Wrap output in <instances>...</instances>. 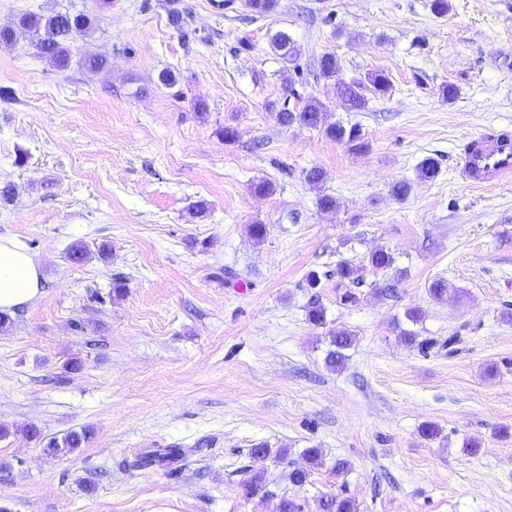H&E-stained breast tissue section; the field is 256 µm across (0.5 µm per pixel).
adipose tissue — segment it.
Wrapping results in <instances>:
<instances>
[{"label": "adipose tissue", "mask_w": 512, "mask_h": 512, "mask_svg": "<svg viewBox=\"0 0 512 512\" xmlns=\"http://www.w3.org/2000/svg\"><path fill=\"white\" fill-rule=\"evenodd\" d=\"M39 261L19 241L0 236V311L34 301L41 293Z\"/></svg>", "instance_id": "ef3b65f1"}]
</instances>
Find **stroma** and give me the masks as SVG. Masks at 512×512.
Listing matches in <instances>:
<instances>
[{"mask_svg": "<svg viewBox=\"0 0 512 512\" xmlns=\"http://www.w3.org/2000/svg\"><path fill=\"white\" fill-rule=\"evenodd\" d=\"M430 4L278 0L260 17L246 0H0V27L65 10L95 20L65 69L24 32L0 51V186L13 188L0 235L44 277L0 329V512H279L285 496L318 512L329 495L358 512H512V182L475 187L457 169L472 135L512 133V0H449L442 16ZM280 31L298 67L273 50ZM326 53L347 80L384 71L389 93L345 111L335 81L314 75ZM87 54L107 66L84 69ZM293 91L328 122L359 124L366 150L278 125ZM428 156L441 172L417 180ZM399 180L413 183L402 202ZM322 192L336 212L318 209ZM74 244L82 263L66 258ZM377 247L391 269L367 268ZM341 261L363 270L352 304L329 275ZM409 327L426 348L405 341ZM340 329L353 344L334 371ZM81 428L82 448L48 455ZM175 447V463L140 466ZM258 470L270 491L246 495ZM352 336L349 332L340 330L331 336L329 349L325 357V364L333 370L342 368L346 360L345 350L352 345Z\"/></svg>", "mask_w": 512, "mask_h": 512, "instance_id": "35a3bbf8", "label": "stroma"}]
</instances>
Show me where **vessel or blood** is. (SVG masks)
I'll return each instance as SVG.
<instances>
[{"mask_svg": "<svg viewBox=\"0 0 512 512\" xmlns=\"http://www.w3.org/2000/svg\"><path fill=\"white\" fill-rule=\"evenodd\" d=\"M460 172L476 184L512 181V136L478 134L463 149Z\"/></svg>", "mask_w": 512, "mask_h": 512, "instance_id": "obj_1", "label": "vessel or blood"}]
</instances>
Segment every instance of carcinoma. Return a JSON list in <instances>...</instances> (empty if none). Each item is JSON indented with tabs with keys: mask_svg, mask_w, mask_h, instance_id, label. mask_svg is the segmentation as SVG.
<instances>
[{
	"mask_svg": "<svg viewBox=\"0 0 512 512\" xmlns=\"http://www.w3.org/2000/svg\"><path fill=\"white\" fill-rule=\"evenodd\" d=\"M18 27L31 33L34 37V46L38 54L54 63L60 68H66L71 62L69 42L77 32H86L92 29L91 19L82 13L54 12L48 15L28 14L18 21ZM272 48L289 64L297 62L300 56L295 41L286 33L278 32L271 40ZM319 75L323 78H337L336 95L341 105L348 111H358L366 108L367 99L363 94L364 85L359 81L349 82L339 78L340 66L335 55L327 53L317 61ZM372 91L376 95L384 96L391 88L389 76L378 71L370 78ZM275 119L283 127L297 125L322 131L325 137L346 145L350 150L362 152L367 148L363 140L362 130L356 124H344L340 121L326 122L325 106L318 99L311 97L300 107L292 109L283 106L275 112ZM440 174V163L434 157L422 159L417 166V176L421 180L432 181ZM368 263L374 270H387L394 264V257L383 248H377L369 253ZM336 277L339 284L345 287L341 300L346 304L356 301V294L352 288L359 286L363 279L359 268L346 262L336 265ZM352 345V336L349 332L340 330L331 336L329 349L325 357V364L331 369H338L346 360L345 350ZM88 442V431H70L61 440H51L48 448L53 453L70 454ZM178 448H158L145 453L140 459L143 467L160 465L180 456ZM320 512H356L353 500L339 496L324 497L319 500Z\"/></svg>",
	"mask_w": 512,
	"mask_h": 512,
	"instance_id": "obj_1",
	"label": "carcinoma"
}]
</instances>
